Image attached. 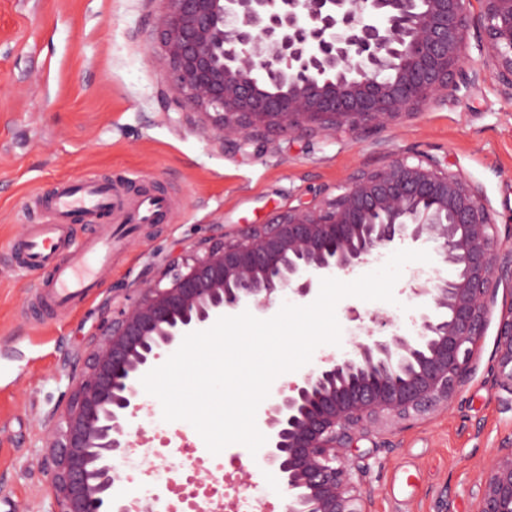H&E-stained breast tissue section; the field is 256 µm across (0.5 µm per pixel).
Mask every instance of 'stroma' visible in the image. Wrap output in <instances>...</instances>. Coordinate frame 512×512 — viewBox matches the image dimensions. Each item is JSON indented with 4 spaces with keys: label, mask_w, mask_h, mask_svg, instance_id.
Returning a JSON list of instances; mask_svg holds the SVG:
<instances>
[{
    "label": "stroma",
    "mask_w": 512,
    "mask_h": 512,
    "mask_svg": "<svg viewBox=\"0 0 512 512\" xmlns=\"http://www.w3.org/2000/svg\"><path fill=\"white\" fill-rule=\"evenodd\" d=\"M158 0H0V512H53L43 468L45 429L73 386L64 354L85 356L102 317L104 284L115 301L170 254L264 224L279 211L337 193L360 170L393 155H433L477 185L497 222L500 251L512 249V96L494 72L448 99L392 125L352 136L284 135L240 149L222 146L204 121L186 113L152 58ZM136 173L129 194L152 183L172 200L170 219L144 224L113 253L103 284L58 313L33 314L47 280L16 256L36 198L67 179L114 182ZM399 278L394 302L346 297L336 316L340 350L359 335L348 308L387 315L410 329L418 301ZM496 325L448 408L368 429L373 450L368 512H474L480 483L504 440L512 403L498 390ZM130 420L131 441L156 449L172 467L187 455L226 471L233 496L250 495L281 512L283 489L262 456L241 444L210 454L193 426L167 422L145 395Z\"/></svg>",
    "instance_id": "1"
}]
</instances>
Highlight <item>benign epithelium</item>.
<instances>
[{"label":"benign epithelium","instance_id":"7a95c632","mask_svg":"<svg viewBox=\"0 0 512 512\" xmlns=\"http://www.w3.org/2000/svg\"><path fill=\"white\" fill-rule=\"evenodd\" d=\"M157 59L170 89L222 145L269 135L377 129L495 70L512 95V0H160ZM482 21V66L468 34ZM340 193L166 258L126 302L108 298L47 457L56 512H128L113 498L119 460L144 408L142 377L186 334L218 315L264 313L305 299L397 243L431 246L453 278L412 287V331L377 334L373 313L352 349L278 389L265 411L263 460L285 491L283 512H367L368 460L358 442L380 418L409 421L449 404L467 382L497 303L496 385L512 402V252L479 187L431 156L393 157L352 174ZM475 512H512V440L486 472Z\"/></svg>","mask_w":512,"mask_h":512}]
</instances>
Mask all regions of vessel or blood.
Returning <instances> with one entry per match:
<instances>
[{"mask_svg": "<svg viewBox=\"0 0 512 512\" xmlns=\"http://www.w3.org/2000/svg\"><path fill=\"white\" fill-rule=\"evenodd\" d=\"M53 219L47 224L29 225L18 248L30 268H48L52 277L40 296L46 309L72 304L88 296L102 275L112 251V234L75 246L67 228L81 222L93 224L111 216L118 230L128 232L139 224H158L171 214V202L164 194L143 193L134 211H127L123 193L108 182L64 183L49 206ZM70 252L68 263H58L62 252Z\"/></svg>", "mask_w": 512, "mask_h": 512, "instance_id": "vessel-or-blood-1", "label": "vessel or blood"}]
</instances>
